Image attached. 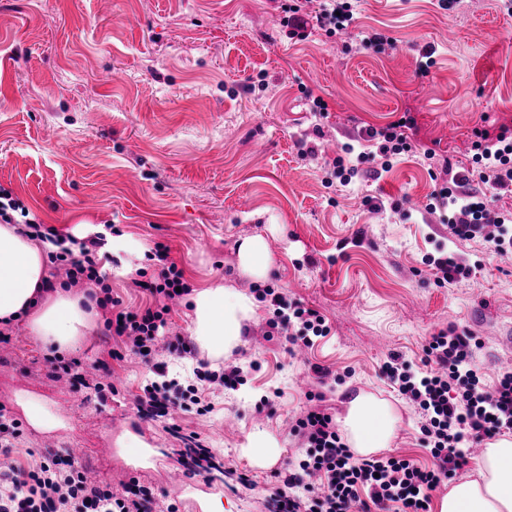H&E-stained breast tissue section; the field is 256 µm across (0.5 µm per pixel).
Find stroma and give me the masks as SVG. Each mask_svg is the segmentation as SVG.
Segmentation results:
<instances>
[{"label": "stroma", "mask_w": 512, "mask_h": 512, "mask_svg": "<svg viewBox=\"0 0 512 512\" xmlns=\"http://www.w3.org/2000/svg\"><path fill=\"white\" fill-rule=\"evenodd\" d=\"M351 4L347 29L300 39L282 0H0V187L37 223L130 241L103 266L122 309L153 306L125 269L151 268L159 243L190 288H233L256 309L223 355L241 384L205 385L208 413H174L220 464L175 499L167 471L182 443L135 405L154 379L149 365L111 361L118 392L102 403L49 378L51 346L26 319L13 322L0 346V407L22 419L33 402L55 422L24 426L15 464L78 445L99 481L138 479L179 512H269L274 470L306 448L298 421L317 408L341 420L361 391L398 410L390 455L432 465L417 407L383 371L389 354L420 373L430 337L456 327L474 336L488 378L512 372V254L458 240L447 211L429 209L445 165L472 168L475 129L512 127V0ZM375 33L392 46L376 52L366 42ZM317 97L326 115L314 112ZM406 113L411 153L388 158L362 140L365 127ZM340 154L358 170L346 185L327 179ZM250 238L272 255L265 278L239 265ZM446 251L469 276L439 280L432 260ZM268 287L316 310L326 336L294 350L269 335ZM318 366L325 382L314 380ZM259 431L282 449L274 466L240 453Z\"/></svg>", "instance_id": "stroma-1"}]
</instances>
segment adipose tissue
<instances>
[{"label":"adipose tissue","instance_id":"1","mask_svg":"<svg viewBox=\"0 0 512 512\" xmlns=\"http://www.w3.org/2000/svg\"><path fill=\"white\" fill-rule=\"evenodd\" d=\"M48 246L22 236L17 225L0 224V322L27 318L36 336L62 350L74 347L98 312L84 293L63 288L43 291ZM191 332L195 341L223 354L240 339L245 321L255 316L252 298L233 288L195 292ZM400 418L393 405L369 394L355 397L344 418L352 452L367 458L389 448ZM477 479L452 485L438 512H512V439L490 444L477 460Z\"/></svg>","mask_w":512,"mask_h":512}]
</instances>
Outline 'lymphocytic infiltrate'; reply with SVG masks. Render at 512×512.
Instances as JSON below:
<instances>
[{
    "label": "lymphocytic infiltrate",
    "mask_w": 512,
    "mask_h": 512,
    "mask_svg": "<svg viewBox=\"0 0 512 512\" xmlns=\"http://www.w3.org/2000/svg\"><path fill=\"white\" fill-rule=\"evenodd\" d=\"M285 10L299 29L312 21L318 28L332 31L353 21L349 0H322L310 19L296 0ZM474 135L477 178L496 191L512 193V128L501 127L494 136L478 129ZM471 180L468 174L455 173L434 194L440 206L453 211L454 236L460 240L480 236L497 253L511 252L512 228L478 193L470 191ZM104 246L103 238L89 237L56 253L51 262L69 286L100 290L97 304L104 315V333L119 339L121 347L94 362L95 377H88L80 360L57 354L46 360L50 374L67 378L76 388H94L102 397L112 389L105 381L110 374L109 359L120 358L125 351L145 355L158 380L143 387L136 398L137 411L145 420L169 419L170 432L181 436L186 445L179 459L185 474H203L211 458L210 449L197 434H184L178 424L172 423L171 412L181 402L209 411L200 383L235 386L241 369L231 363L211 369L208 361L197 359L194 345L183 339L160 344L159 330L166 325L171 302L190 292L181 271L168 264L166 246L154 248L155 258L162 263L157 277L139 283L154 299L152 307L140 312L116 310L110 289L104 284ZM472 341L468 332L453 329L432 336L425 352L435 359L438 369L420 378L411 375L398 357H391L385 365L390 381L426 419L422 433L434 459L432 467L397 457L355 458L342 442L332 417L312 410L297 424L308 443L306 457L298 470L289 472L275 489L274 512H368L372 504L386 510L396 504L400 512H426L425 505L433 492L443 481L453 479L466 463L467 454L459 448L461 440L475 445L512 428V374H504L493 386H486L473 367ZM163 351L179 359L196 358V383L184 387L163 383L168 367L159 358ZM154 502L153 490L138 480H130L123 493L117 494L110 486L89 481L84 471L53 453L28 467L0 465V512H151Z\"/></svg>",
    "instance_id": "1"
}]
</instances>
